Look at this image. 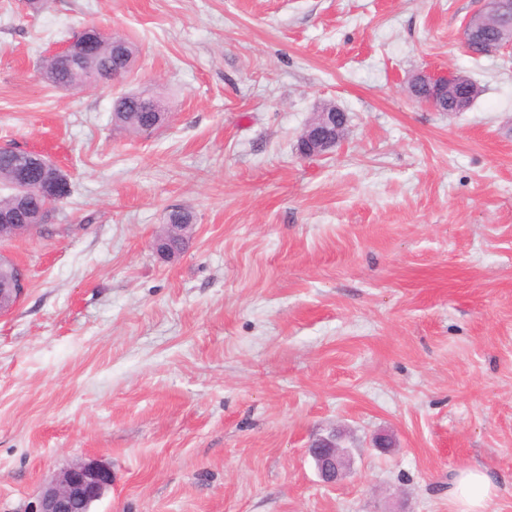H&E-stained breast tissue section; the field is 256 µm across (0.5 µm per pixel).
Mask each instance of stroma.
I'll return each mask as SVG.
<instances>
[{
  "instance_id": "obj_1",
  "label": "stroma",
  "mask_w": 512,
  "mask_h": 512,
  "mask_svg": "<svg viewBox=\"0 0 512 512\" xmlns=\"http://www.w3.org/2000/svg\"><path fill=\"white\" fill-rule=\"evenodd\" d=\"M483 5L0 0V143L72 187L0 243L30 275L0 315V512L78 460L114 474L93 512H449L464 465L512 512V53L465 48ZM91 23L138 44L132 73L48 85ZM422 70L481 93L432 110ZM141 87L173 105L148 139L111 123ZM324 102L346 134L302 157ZM175 207L194 240L163 260ZM334 429L327 485L308 446Z\"/></svg>"
}]
</instances>
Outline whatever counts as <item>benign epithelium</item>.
Masks as SVG:
<instances>
[{"mask_svg":"<svg viewBox=\"0 0 512 512\" xmlns=\"http://www.w3.org/2000/svg\"><path fill=\"white\" fill-rule=\"evenodd\" d=\"M484 12L474 13L464 24L463 39L468 49L479 45V36L487 26L480 19ZM496 40L486 47L485 52H499L512 48V21L496 26ZM462 81L460 74H435L429 71L416 73L410 86H424L430 95L419 101L433 108L438 107L442 98L453 101L456 86ZM341 109L320 114L317 123L310 126L304 134L309 144L308 155L319 157L329 154L340 143L345 125L336 124ZM37 225L9 224L0 217V242L12 240L30 234ZM25 291V277L6 275L0 277V311L17 303ZM339 436L331 431L326 436L315 439L309 448V454L323 482H337L347 468V457L340 451ZM112 468L95 462H75L62 470L55 478L46 483L37 498L32 512H92L93 505L102 499L112 487Z\"/></svg>","mask_w":512,"mask_h":512,"instance_id":"1","label":"benign epithelium"}]
</instances>
